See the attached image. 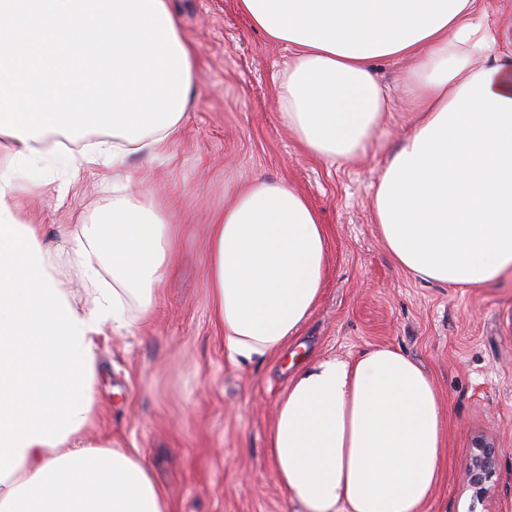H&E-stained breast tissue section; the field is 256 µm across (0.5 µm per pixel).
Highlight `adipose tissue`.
<instances>
[{
  "label": "adipose tissue",
  "instance_id": "1",
  "mask_svg": "<svg viewBox=\"0 0 512 512\" xmlns=\"http://www.w3.org/2000/svg\"><path fill=\"white\" fill-rule=\"evenodd\" d=\"M477 0H238L288 61L276 77L280 122L310 156L366 153L390 101L378 58L410 61L411 132L387 159L372 202L395 263L424 282L482 288L512 269V62L494 54ZM181 124L132 143L74 151L47 132L12 138L0 167V512H174L137 451L87 443L97 414V338L149 318L172 238L142 181L112 190L107 218L74 249L50 253L22 207L25 169L78 176L132 154L162 155ZM209 284L228 357L280 352L318 302L328 238L283 180L240 186L209 226ZM112 285L96 287L103 261ZM94 291L76 300L61 266ZM277 480L300 512H422L444 455L438 392L392 347L299 367L269 431Z\"/></svg>",
  "mask_w": 512,
  "mask_h": 512
}]
</instances>
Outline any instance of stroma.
Returning <instances> with one entry per match:
<instances>
[{
  "label": "stroma",
  "instance_id": "obj_1",
  "mask_svg": "<svg viewBox=\"0 0 512 512\" xmlns=\"http://www.w3.org/2000/svg\"><path fill=\"white\" fill-rule=\"evenodd\" d=\"M198 49L196 82L181 136L155 159L84 173L60 195L56 169L29 177V207L49 251L102 220L112 182L143 178L169 225L170 272L155 293L147 328L98 343L96 445L137 449L177 512H294L272 469L267 437L294 363L348 359L395 347L429 373L445 415L442 477L424 512H468L465 466L476 436L499 450L487 512H512V275L486 288L423 283L393 262L370 201L412 114L399 83L407 63L375 62L393 104L367 153L326 162L305 154L277 114L273 76L287 51L269 41L237 0H169ZM497 52L512 56V0H482ZM285 180L326 227L322 296L280 353L241 367L216 326L209 291L212 215L239 185Z\"/></svg>",
  "mask_w": 512,
  "mask_h": 512
}]
</instances>
